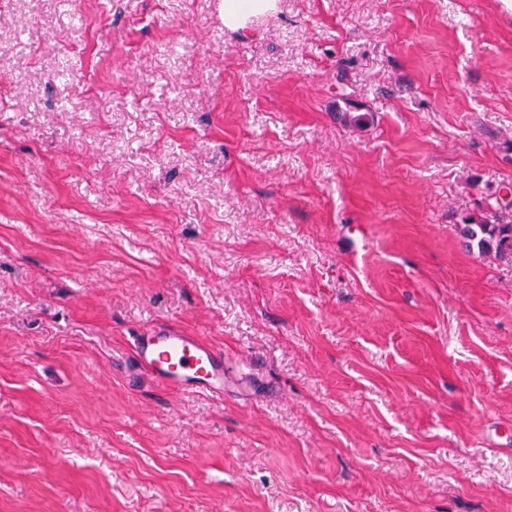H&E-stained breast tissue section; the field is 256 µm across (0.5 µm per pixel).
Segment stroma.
Here are the masks:
<instances>
[{
    "mask_svg": "<svg viewBox=\"0 0 512 512\" xmlns=\"http://www.w3.org/2000/svg\"><path fill=\"white\" fill-rule=\"evenodd\" d=\"M507 184L512 0H0V512H512ZM274 0H225L224 25L230 29L243 28L247 18L273 9ZM505 194L496 198V212L480 218L470 217L460 230L466 246L476 247L479 254L494 253L495 257L512 264V189L504 187ZM511 196L507 200L506 197ZM139 368L167 388L224 395V352L184 330L155 325L135 338Z\"/></svg>",
    "mask_w": 512,
    "mask_h": 512,
    "instance_id": "obj_1",
    "label": "stroma"
}]
</instances>
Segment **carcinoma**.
I'll use <instances>...</instances> for the list:
<instances>
[{
    "label": "carcinoma",
    "mask_w": 512,
    "mask_h": 512,
    "mask_svg": "<svg viewBox=\"0 0 512 512\" xmlns=\"http://www.w3.org/2000/svg\"><path fill=\"white\" fill-rule=\"evenodd\" d=\"M512 189L496 200V212L479 218L471 217L462 224L461 234L466 246L477 248L480 254H494L512 264Z\"/></svg>",
    "instance_id": "1"
}]
</instances>
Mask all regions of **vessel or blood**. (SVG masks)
<instances>
[{
	"label": "vessel or blood",
	"instance_id": "vessel-or-blood-1",
	"mask_svg": "<svg viewBox=\"0 0 512 512\" xmlns=\"http://www.w3.org/2000/svg\"><path fill=\"white\" fill-rule=\"evenodd\" d=\"M139 368L167 388L181 392L224 393V352L184 330L155 325L136 337Z\"/></svg>",
	"mask_w": 512,
	"mask_h": 512
}]
</instances>
